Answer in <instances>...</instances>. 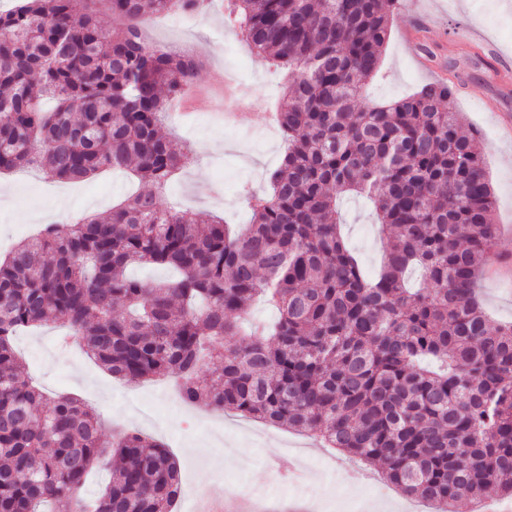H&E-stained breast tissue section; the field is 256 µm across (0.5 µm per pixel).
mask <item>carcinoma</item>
<instances>
[{
  "mask_svg": "<svg viewBox=\"0 0 512 512\" xmlns=\"http://www.w3.org/2000/svg\"><path fill=\"white\" fill-rule=\"evenodd\" d=\"M95 2L0 10V171L77 182L109 168L145 184L0 260V512H172L181 495L162 443L104 439L95 409L47 397L21 368L14 336L58 320L113 377L171 378L187 404L298 431L436 512L512 497V323L490 326L475 296L495 196L454 82L358 107L397 0H225V24L289 75L281 166L237 234L157 202L188 162L162 114L199 63L141 26L206 0H106L112 28ZM341 195L368 198L387 235L374 275L341 234ZM139 264L177 277L133 279ZM260 296L278 317L247 334ZM96 466L110 481L88 504Z\"/></svg>",
  "mask_w": 512,
  "mask_h": 512,
  "instance_id": "cac0c4a2",
  "label": "carcinoma"
}]
</instances>
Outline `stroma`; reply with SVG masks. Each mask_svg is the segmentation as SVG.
<instances>
[{
  "label": "stroma",
  "instance_id": "obj_1",
  "mask_svg": "<svg viewBox=\"0 0 512 512\" xmlns=\"http://www.w3.org/2000/svg\"><path fill=\"white\" fill-rule=\"evenodd\" d=\"M147 43L184 49L201 67L186 99L177 103L170 130L195 143L198 152L158 194L162 207L190 211L229 224H246L250 209L240 207L241 184L265 192L268 170L281 160V138L268 113L277 111L285 71L252 52L224 26V4L213 0L202 16L175 15L143 25ZM493 41L512 57V0H398L377 75L367 85V104L407 96L438 77L484 88L512 105V79L502 83L482 51ZM454 107L466 126L480 134L479 146L496 197V252L506 271L485 270L480 294L491 325L512 322V135L503 133L495 113L481 108L467 92ZM138 186L123 172L107 171L77 183L46 179L36 169L0 174V258L46 224H67L90 214L108 213ZM342 232L367 272H375L383 248L369 202L340 200ZM59 325L20 333L15 349L25 371L49 395L69 394L97 409L104 437L123 429L163 442L179 461L185 495L174 512L191 507V495L206 486L234 493L246 486L262 512L291 502L317 504L322 512L347 501L364 512L372 501L364 486L381 481L379 468L348 454L322 448L279 426L230 412L211 411L202 422L193 405L174 393L170 382L128 383L108 376L83 352L61 351Z\"/></svg>",
  "mask_w": 512,
  "mask_h": 512
}]
</instances>
